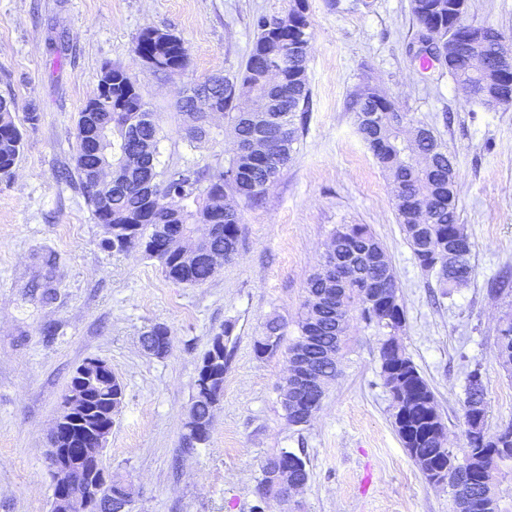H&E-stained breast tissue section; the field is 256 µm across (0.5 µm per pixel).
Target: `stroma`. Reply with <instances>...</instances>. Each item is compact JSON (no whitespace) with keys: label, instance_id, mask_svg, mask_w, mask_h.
Returning a JSON list of instances; mask_svg holds the SVG:
<instances>
[{"label":"stroma","instance_id":"35a3bbf8","mask_svg":"<svg viewBox=\"0 0 512 512\" xmlns=\"http://www.w3.org/2000/svg\"><path fill=\"white\" fill-rule=\"evenodd\" d=\"M292 3L0 0V96L14 99L24 133L15 173L0 183V512H49L50 431L88 358L107 362L125 389L104 456L133 481L134 512H250L262 464L283 451L305 454L310 479L290 498L270 495L265 512H453L447 490L427 483L396 435L379 339L360 324H350L341 374L309 424L286 418L281 388L307 281L341 224L369 225L385 246L406 309L401 341L435 393L450 445L464 444L461 404L474 363L486 371L490 429L512 423V371L496 354L512 295L487 290L512 271V109L487 111L447 70L410 56V0H307V127L262 206L244 211L238 252L211 280L179 284L138 250L102 248L104 228L72 174L78 114L103 67L135 77L163 129L162 166L223 169L232 151L223 118L189 142L177 102L203 78L237 70L256 15H282ZM147 28L184 40L183 72L135 60L133 42ZM367 84L433 127L456 158L460 222L475 252L474 275L452 298L417 265L388 177L357 131L349 103ZM271 318L283 323V341L260 358L253 345ZM155 325L171 336L160 358L140 344ZM226 329L232 356L210 438L187 452L198 368Z\"/></svg>","mask_w":512,"mask_h":512}]
</instances>
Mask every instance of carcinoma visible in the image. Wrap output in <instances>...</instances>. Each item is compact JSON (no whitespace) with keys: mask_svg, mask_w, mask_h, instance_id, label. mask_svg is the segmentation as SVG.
Returning a JSON list of instances; mask_svg holds the SVG:
<instances>
[{"mask_svg":"<svg viewBox=\"0 0 512 512\" xmlns=\"http://www.w3.org/2000/svg\"><path fill=\"white\" fill-rule=\"evenodd\" d=\"M450 8L462 15V22L473 26L467 18L466 0H412V13L420 30L439 24L448 26ZM288 15L292 17L290 25L283 23L278 16H257L254 20L257 37L244 66L234 74L210 78L190 87L192 95L180 102L182 112L200 120L202 116L193 111L196 98L203 95L217 100L236 139L244 143L243 147L233 151L220 171L198 163L161 170L155 151L142 163L128 164L131 157L142 152V144L157 145L161 128L155 121L139 129L136 137L125 129V122L134 117L135 111L145 102L131 73L121 66L112 67V105L121 106L124 113L121 120L112 124V147L106 152V159L118 170L107 214L100 211L88 188V179L98 163V156L88 149L83 138L76 140V172L85 202L97 223L112 225V237L101 242L104 249L115 248L121 252L145 239L154 250L150 258L159 263L165 277L186 285L206 283L215 275V270L203 260L185 258L180 261L176 254L168 253L164 237L167 225L222 224L224 236L212 239L208 249L226 254L236 252L243 209L262 203L268 190L265 182L270 176L278 177L288 165L311 111L312 96L306 67L290 54V46L300 37L312 39L308 30L310 22L306 0H294ZM142 52L163 60L174 73L183 71L188 63V49L184 41L158 28L147 29L138 35L133 54ZM271 54L282 57V66L274 81L266 73L267 57ZM351 105L356 112L358 132L403 199V204L396 208L397 219L406 233L418 266L435 277L443 294H450L471 280L474 273L471 258L475 250V244L459 224L458 172L452 154L431 127L402 111L391 99H380L373 89H366L362 95L355 96ZM379 105L383 113L380 126L375 127L367 121L366 111H374ZM261 108L268 110L267 124L276 133L270 146L274 159L272 165L245 147L259 129L255 123L257 114L253 110ZM14 111V101L0 97L1 182L11 178L12 167L16 165L23 147V133L15 122ZM145 184L152 185L156 198H177L183 204L170 211L163 206L148 209L140 194V188ZM221 192L235 203L234 210L227 214L210 210V197ZM421 201L429 208L428 218L423 223L414 217L416 204ZM370 246L380 252L382 262L369 268L367 277L374 286L390 289L389 301L380 303L365 281L349 274L342 280L343 311L340 315L331 314L323 303L311 310L302 305L295 343H301L308 334L315 337L310 352L317 356L326 348L336 347V337L346 336L352 319L382 336L379 348L381 376L390 396L393 424L403 447L410 449L408 455L429 483L432 476L428 472L448 467V493L455 512H486L485 504L489 501L497 504L499 499L493 489L492 473H487L486 482L481 484L478 481L479 469L494 462L512 461V434L499 429L489 430L485 387L483 380L475 379V375L482 374V366L477 364L466 378L462 420L466 426L477 417L482 419L485 430L483 442L465 444L466 455L472 460V473H463L452 464L457 452L451 447L441 448L446 441V432L434 392L402 344L393 342V337L399 335L405 326V307L386 251L368 225L342 224L334 230L326 252L308 280L307 294L321 297L334 287L324 272L328 259L334 255L341 257L353 251L361 252ZM282 330L283 325L278 320L266 321L262 336L254 342L255 354L262 357L276 351L280 347ZM223 338L222 333L213 338L218 343L220 362L213 366L212 384L205 386L207 377L204 370L212 356L209 350L203 358L189 407V414L193 417L189 433H197L206 441L210 438L213 405L223 390L224 372L230 359ZM496 349L504 362L512 363L511 316L499 329ZM501 446L509 452L498 455L493 462L488 460L486 451ZM276 459L297 471L302 481L309 480L307 461L303 456L283 451Z\"/></svg>","mask_w":512,"mask_h":512,"instance_id":"obj_1","label":"carcinoma"}]
</instances>
